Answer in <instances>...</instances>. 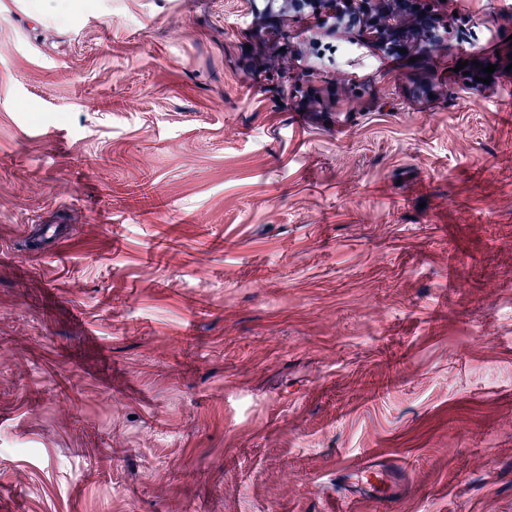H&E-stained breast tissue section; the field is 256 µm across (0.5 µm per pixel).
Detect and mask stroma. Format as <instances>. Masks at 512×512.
Here are the masks:
<instances>
[{
    "label": "stroma",
    "instance_id": "1",
    "mask_svg": "<svg viewBox=\"0 0 512 512\" xmlns=\"http://www.w3.org/2000/svg\"><path fill=\"white\" fill-rule=\"evenodd\" d=\"M430 6L0 0V512H512V0ZM263 14L276 2L297 17L324 16L337 28L357 32L387 52L399 48L429 52L446 41L447 26L431 10L429 0H264ZM384 46L386 48H384ZM358 484L364 494L370 489L386 488L384 498H392L397 491V469L389 462L373 458L357 469Z\"/></svg>",
    "mask_w": 512,
    "mask_h": 512
}]
</instances>
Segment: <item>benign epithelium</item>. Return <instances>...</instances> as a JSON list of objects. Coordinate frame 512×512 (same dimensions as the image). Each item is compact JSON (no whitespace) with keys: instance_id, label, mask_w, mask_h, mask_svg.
<instances>
[{"instance_id":"1","label":"benign epithelium","mask_w":512,"mask_h":512,"mask_svg":"<svg viewBox=\"0 0 512 512\" xmlns=\"http://www.w3.org/2000/svg\"><path fill=\"white\" fill-rule=\"evenodd\" d=\"M278 1L290 14L331 19L336 27L356 32L387 52H429L446 41L447 26L429 0H264L262 11L257 0H246V5L251 13L270 15Z\"/></svg>"}]
</instances>
